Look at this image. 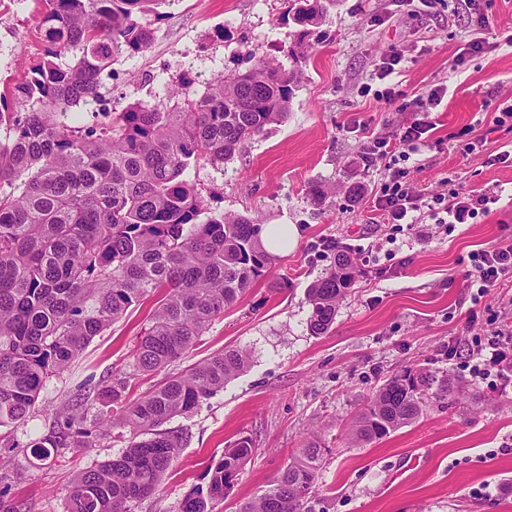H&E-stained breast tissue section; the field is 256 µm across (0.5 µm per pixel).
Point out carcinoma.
I'll use <instances>...</instances> for the list:
<instances>
[{
	"instance_id": "cac0c4a2",
	"label": "carcinoma",
	"mask_w": 512,
	"mask_h": 512,
	"mask_svg": "<svg viewBox=\"0 0 512 512\" xmlns=\"http://www.w3.org/2000/svg\"><path fill=\"white\" fill-rule=\"evenodd\" d=\"M174 0H45L39 27L45 57L0 93V450L18 447L13 432L38 412L49 378L134 305L152 301L133 351L134 366L155 372L181 358L211 322L233 307L276 260L263 225L240 215H211L185 173L201 162L227 163L266 128L286 120L301 74L264 58L231 77L216 74L190 97L181 81L168 105L134 102L109 121L74 127L68 109L98 98L102 73L122 52L153 40L150 17ZM299 27L288 57L298 61L324 19L321 0H291ZM72 64L59 62L71 50ZM356 262L346 251L307 291V330L327 333L339 301L354 285ZM250 363L243 348L225 349L129 399L132 383L86 381L33 440L45 461L57 448H92L115 421L86 426V410L112 404L129 430L122 453L77 473L65 512H129L127 504L157 491L183 446V434L162 429L224 389ZM436 378L406 372L387 380L352 420L354 445L381 439L422 413ZM437 395L457 403L451 378ZM327 449L310 443L260 496L239 512H303ZM253 454L242 437L208 465L205 489L187 494L181 512H214Z\"/></svg>"
}]
</instances>
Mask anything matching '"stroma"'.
<instances>
[{
  "mask_svg": "<svg viewBox=\"0 0 512 512\" xmlns=\"http://www.w3.org/2000/svg\"><path fill=\"white\" fill-rule=\"evenodd\" d=\"M324 21L310 36L303 80L285 122L270 126L234 161L199 164L192 181L214 214L291 224L297 242L278 255L268 279L209 325L201 343L166 370L136 371L133 350L146 320L136 308L95 337L70 368L47 381L46 411L19 426V446L0 454V485L25 512H65L74 476L118 456L120 443L61 448L28 463V444L44 434L51 411L85 379L104 385L129 376L135 395L156 387L224 348H246L245 372L191 413L168 422L183 448L157 492L130 512H180L207 466L224 448L249 438L253 457L217 512H237L267 489L299 448H327L317 487L303 512H512V380L474 376L467 356L449 357L450 343L487 341L512 326V275L485 293L467 285L473 252L512 244V127L495 109L512 100V0H322ZM288 0H175L153 24L150 46L116 55L98 101L71 108L72 125L102 112L165 98L185 71L206 80L250 67L259 57L283 60L294 42ZM43 0H0V90L21 80L44 54ZM485 49L463 55L477 24ZM401 71L380 78L390 51ZM464 65H457V57ZM447 92L432 109L427 145L410 158L372 156L422 110L429 91ZM485 145L468 153L463 129ZM471 135V136H472ZM401 169L423 197L458 191L497 201L469 224H441L425 213L417 224H389L373 207L387 169ZM329 185L321 201L309 187ZM355 258V283L329 332L307 329L310 283L333 267L338 251ZM411 371L458 379L463 394L448 405L428 395L422 415L386 437L357 447L349 423L386 379Z\"/></svg>",
  "mask_w": 512,
  "mask_h": 512,
  "instance_id": "1",
  "label": "stroma"
}]
</instances>
